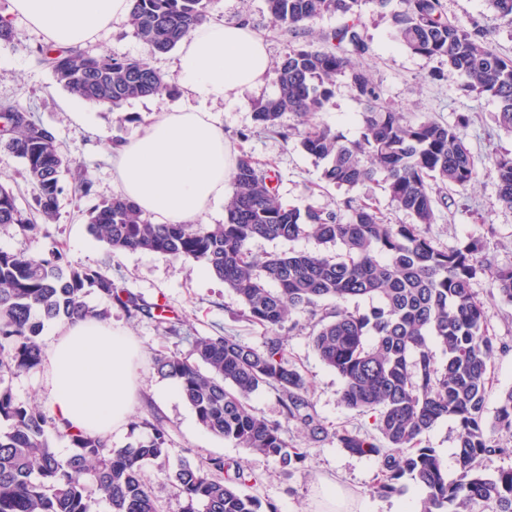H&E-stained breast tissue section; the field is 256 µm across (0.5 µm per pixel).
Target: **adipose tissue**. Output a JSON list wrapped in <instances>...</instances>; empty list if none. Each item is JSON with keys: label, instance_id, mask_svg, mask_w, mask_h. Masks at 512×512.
Wrapping results in <instances>:
<instances>
[{"label": "adipose tissue", "instance_id": "ef3b65f1", "mask_svg": "<svg viewBox=\"0 0 512 512\" xmlns=\"http://www.w3.org/2000/svg\"><path fill=\"white\" fill-rule=\"evenodd\" d=\"M13 14L45 42L80 47L126 19L132 0H11ZM271 62L264 39L244 22L200 24L178 45L177 83L191 104L160 115L117 149L122 197L162 224H195L224 201L238 154L207 104H237L264 86ZM135 339L96 320L66 324L44 351L53 415L92 435L111 436L138 403Z\"/></svg>", "mask_w": 512, "mask_h": 512}]
</instances>
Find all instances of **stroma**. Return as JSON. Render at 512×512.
I'll use <instances>...</instances> for the list:
<instances>
[{
    "label": "stroma",
    "mask_w": 512,
    "mask_h": 512,
    "mask_svg": "<svg viewBox=\"0 0 512 512\" xmlns=\"http://www.w3.org/2000/svg\"><path fill=\"white\" fill-rule=\"evenodd\" d=\"M10 5V0H0V16H9L19 39L12 43L0 41V102L8 100L33 111L36 119L54 133L63 153L87 169L93 195L86 199L64 194L59 199L55 223L42 225L37 237L0 230V248L42 253L60 246L70 262L107 267L125 288L147 301H160L167 316L181 320V335L175 338L165 333L162 323L129 318L122 309L109 307L107 299L96 292H89L86 297L90 306L109 309V323L127 330L138 343L141 398L133 414L155 415L169 434V461L151 463L145 468L158 512H181V502L168 479L174 464L182 459L198 463L215 457L240 464L253 473L255 479L249 482L247 493L262 502L273 503L277 512H318V486L324 478L336 480L354 494L356 512H416L419 490L415 485H408L403 494L388 498L374 495L378 460L350 454L337 444L335 433L344 428L363 436H376L374 416L350 410L341 401L342 380L314 351L312 323L307 315L293 316L282 335L290 361L312 383L311 400L327 437L311 442L299 425L285 422L272 390H258L251 399L257 415L272 422H285L289 443L308 450L303 467L290 475H283L273 460L253 455L205 430L182 397L157 401L156 395L166 383L155 367L158 355H189L195 336L223 333L253 346L261 345L264 336L262 328L241 317L242 305L236 294L210 276L202 262L147 250L110 252L104 242L89 232L83 216L92 202L112 198L117 193L113 182V146L134 137L153 120L156 112L182 105L183 99L178 94L131 99L115 112L98 105L86 121H79L70 104V93L57 85L51 71L30 53L31 48L42 44V35L22 18L10 15ZM399 7L398 0H391L387 13L368 8L361 18L360 31L368 45L363 61L370 67L383 100L413 121L430 118L451 124L460 116H468L466 143L479 167L490 166L495 154L512 151V135L497 127L494 120L497 101L464 91L446 62L425 59L399 46L393 39L390 21L391 11ZM210 17L227 22L248 21L267 43L275 63L297 43L323 47V34L344 23L340 16L327 15L310 23L303 34L285 33L273 29L266 0H216ZM85 49L93 55L146 58L166 77L174 75L173 53L152 54L123 21L101 31ZM276 91V84L271 81L245 92L244 104L216 103L210 110L223 124L225 139L240 152L252 156L259 168L275 171L277 191L285 204L324 206L331 199H341L350 193L370 200L392 223H411V216L396 210L381 185L361 186L349 193L326 187L322 168L313 158L296 143H284L281 137L264 132L254 119L253 105L271 98ZM359 111L345 80L340 78L330 105L315 120L354 139L359 135ZM426 232L441 248L470 236L483 237L486 243L490 262L475 281L473 291L485 305L490 334L500 346L493 361L492 386L485 408L486 418H493L500 393L512 388V306L489 298L490 283L497 269L512 266V212L501 209L493 181L484 178L468 190L454 194L448 206L439 208L435 224L427 226Z\"/></svg>",
    "instance_id": "1"
}]
</instances>
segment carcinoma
Listing matches in <instances>:
<instances>
[{
  "label": "carcinoma",
  "mask_w": 512,
  "mask_h": 512,
  "mask_svg": "<svg viewBox=\"0 0 512 512\" xmlns=\"http://www.w3.org/2000/svg\"><path fill=\"white\" fill-rule=\"evenodd\" d=\"M391 0H267L272 26L298 33L325 15L349 18L326 34L333 45L292 48L274 70L277 93L255 108L261 128L323 164V179L338 188L384 183L395 207L414 219L392 224L371 204L352 197L332 206L284 204L276 175L239 157L232 190L224 198L222 224H155L129 200L115 196L87 210L90 232L112 250H148L205 264L239 298L242 316L265 330L260 347L235 336H197L191 356L161 354L158 373L177 382L198 422L212 434L255 455L274 460L285 474L300 468L308 449L284 436L281 423L257 416L250 406L261 388L280 398L285 422H294L319 442L325 428L310 398V386L288 361L279 331L294 314L316 319L312 347L342 379L341 399L352 410L375 416L378 437L343 429L337 443L349 453L373 456L380 471L373 493L389 497L408 483L421 491L418 512H512V469L495 477L483 462L511 455L499 434L512 436V388L503 393L492 424L485 421L489 368L497 351L489 335L484 303L472 290L485 271L483 240L469 236L440 249L424 231L435 223L444 188L464 191L481 175L494 181L498 200L512 211V153L496 156L481 171L465 143L468 119L453 125L411 121L382 102L381 90L359 59L367 47L359 31L362 8ZM214 0H133L127 25L155 53H167L207 20ZM392 15L395 40L426 59H444L464 90L497 100L496 121L512 134V58L490 47L492 29L443 15L441 0H400ZM495 20L512 26V0H488ZM37 60L57 84L96 104L118 109L130 99L172 91L148 60L91 56L84 50L39 46ZM342 77L361 107L360 135L347 140L314 121L325 111ZM293 113L303 128L280 130ZM0 148L19 159L39 215L56 218L59 197L70 191L92 195L93 183L65 157L54 134L32 112L0 103ZM15 226L34 236L39 225L22 211L12 187L0 184V227ZM312 237L340 252H273L255 259V239L294 241ZM95 290L133 318L155 319L161 305L119 286L107 270L74 265L57 250L34 254L0 249V512H89L88 493L97 492L112 512H156L144 478L148 463L169 460L168 433L152 417L132 427L144 436L122 448L55 418L36 401L19 402L4 377L41 367V333L46 320L102 321L108 310L91 307ZM492 297L512 306V267L496 272ZM352 298L371 301L368 310H349ZM325 301L332 302L322 307ZM433 340L446 356L437 362ZM457 423L456 475L448 477L433 448L420 438L440 420ZM67 439L74 452L58 455L49 432ZM182 512H276L243 492L254 477L229 471L222 458L205 464L180 461L169 475Z\"/></svg>",
  "instance_id": "carcinoma-1"
}]
</instances>
